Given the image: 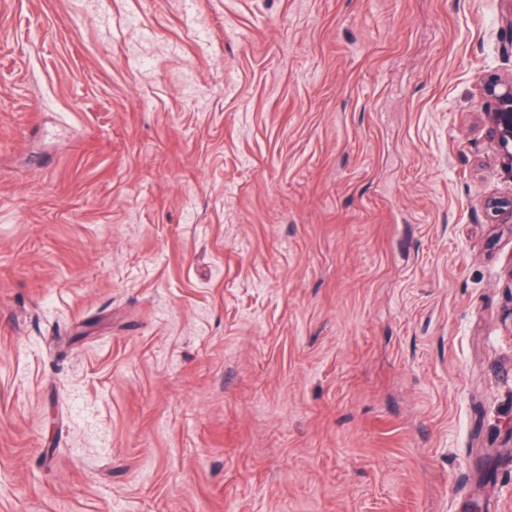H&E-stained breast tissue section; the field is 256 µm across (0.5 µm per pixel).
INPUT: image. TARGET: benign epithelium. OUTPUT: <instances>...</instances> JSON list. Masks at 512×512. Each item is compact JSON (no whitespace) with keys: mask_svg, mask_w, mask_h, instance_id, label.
<instances>
[{"mask_svg":"<svg viewBox=\"0 0 512 512\" xmlns=\"http://www.w3.org/2000/svg\"><path fill=\"white\" fill-rule=\"evenodd\" d=\"M479 94L486 102V108L480 113L481 121L499 143L503 164L512 167V76H485Z\"/></svg>","mask_w":512,"mask_h":512,"instance_id":"benign-epithelium-1","label":"benign epithelium"}]
</instances>
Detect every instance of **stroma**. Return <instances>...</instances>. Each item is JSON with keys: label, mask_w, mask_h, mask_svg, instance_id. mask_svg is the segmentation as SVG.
I'll list each match as a JSON object with an SVG mask.
<instances>
[{"label": "stroma", "mask_w": 512, "mask_h": 512, "mask_svg": "<svg viewBox=\"0 0 512 512\" xmlns=\"http://www.w3.org/2000/svg\"><path fill=\"white\" fill-rule=\"evenodd\" d=\"M512 0H0V512H512ZM479 94L487 104L480 112L481 121L499 143L503 164L512 167V75H486L480 83Z\"/></svg>", "instance_id": "obj_1"}]
</instances>
